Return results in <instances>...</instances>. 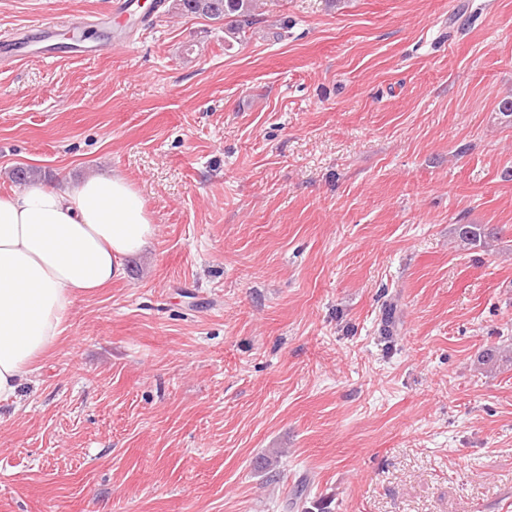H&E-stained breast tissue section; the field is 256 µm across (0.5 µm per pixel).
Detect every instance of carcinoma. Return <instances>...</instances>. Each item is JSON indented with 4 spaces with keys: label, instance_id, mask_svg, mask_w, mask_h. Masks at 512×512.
<instances>
[{
    "label": "carcinoma",
    "instance_id": "1",
    "mask_svg": "<svg viewBox=\"0 0 512 512\" xmlns=\"http://www.w3.org/2000/svg\"><path fill=\"white\" fill-rule=\"evenodd\" d=\"M275 0H173L171 9L180 14L204 16L224 24V49L231 50L263 15L262 9ZM455 234L459 245L466 247L481 238L478 224H458Z\"/></svg>",
    "mask_w": 512,
    "mask_h": 512
}]
</instances>
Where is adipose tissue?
Here are the masks:
<instances>
[{"label":"adipose tissue","mask_w":512,"mask_h":512,"mask_svg":"<svg viewBox=\"0 0 512 512\" xmlns=\"http://www.w3.org/2000/svg\"><path fill=\"white\" fill-rule=\"evenodd\" d=\"M133 185L105 173L0 197V402L16 398L81 295L123 275L156 237Z\"/></svg>","instance_id":"ef3b65f1"}]
</instances>
